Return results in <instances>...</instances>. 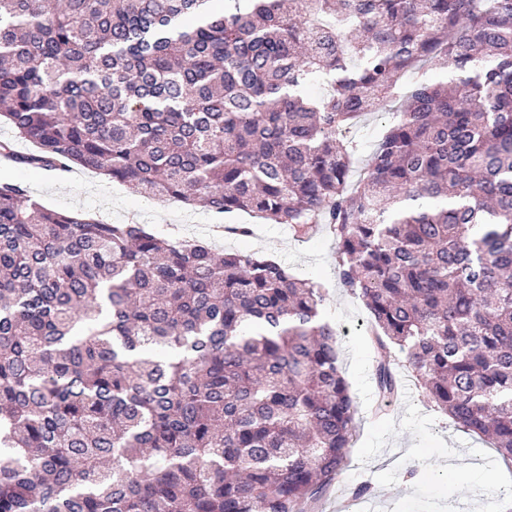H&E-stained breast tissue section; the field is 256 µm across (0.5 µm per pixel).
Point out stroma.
Here are the masks:
<instances>
[{"label":"stroma","instance_id":"stroma-1","mask_svg":"<svg viewBox=\"0 0 512 512\" xmlns=\"http://www.w3.org/2000/svg\"><path fill=\"white\" fill-rule=\"evenodd\" d=\"M0 181L22 184L33 199L54 210L88 213L112 223L125 222L127 215L135 212L141 223L158 234H167L172 226L188 227L193 229L194 239L202 242L208 240L204 225H224L230 220L199 205L131 194L120 183L80 168L62 175L0 163ZM232 220L250 221L258 227L259 237L250 243L252 250L323 286V312L339 332L341 367L357 406L358 433L340 480L350 490L366 482L372 486L369 497L358 499L350 512H363L370 502L376 512H472L475 503L482 512H512V466L434 407L415 380L406 376L404 358L398 352L389 353L388 361L403 375L406 394L387 417L371 420L376 363L362 326L366 313L360 299L336 278V249L327 228L317 225L312 236L298 241L284 224L253 221L245 214ZM458 460L478 467L471 482L463 484L444 474V467ZM411 469L421 471L422 479H406Z\"/></svg>","mask_w":512,"mask_h":512}]
</instances>
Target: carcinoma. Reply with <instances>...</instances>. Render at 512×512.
<instances>
[{"label": "carcinoma", "instance_id": "1", "mask_svg": "<svg viewBox=\"0 0 512 512\" xmlns=\"http://www.w3.org/2000/svg\"><path fill=\"white\" fill-rule=\"evenodd\" d=\"M0 122L19 164L327 225L377 411L396 349L512 463V0H0ZM323 304L264 254L0 182V512H312L357 432ZM393 121V116L389 112H379L368 117L365 123L353 129L349 134L361 146V166L368 162L374 144Z\"/></svg>", "mask_w": 512, "mask_h": 512}]
</instances>
